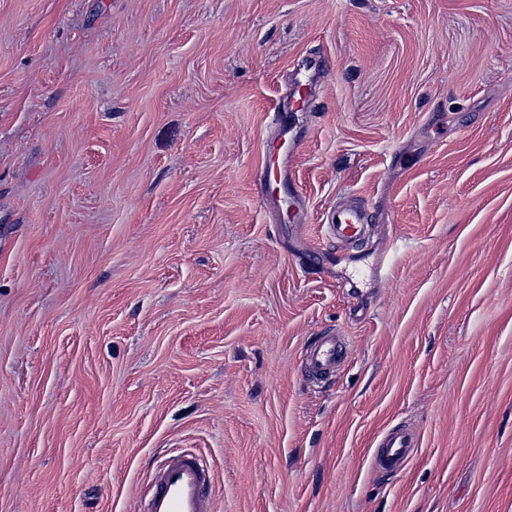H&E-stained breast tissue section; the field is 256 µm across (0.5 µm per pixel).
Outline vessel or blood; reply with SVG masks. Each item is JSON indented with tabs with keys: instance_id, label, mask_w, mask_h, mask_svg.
I'll return each instance as SVG.
<instances>
[{
	"instance_id": "1",
	"label": "vessel or blood",
	"mask_w": 512,
	"mask_h": 512,
	"mask_svg": "<svg viewBox=\"0 0 512 512\" xmlns=\"http://www.w3.org/2000/svg\"><path fill=\"white\" fill-rule=\"evenodd\" d=\"M368 230L366 214L359 207L336 209L327 226L329 238L345 247L365 239ZM345 347L336 331L314 339L305 353L308 371L314 379H329ZM418 446L412 428L394 426L380 436L373 465L380 473L399 472ZM138 512H215L212 473L203 455L185 449L167 451L150 472L144 503Z\"/></svg>"
}]
</instances>
